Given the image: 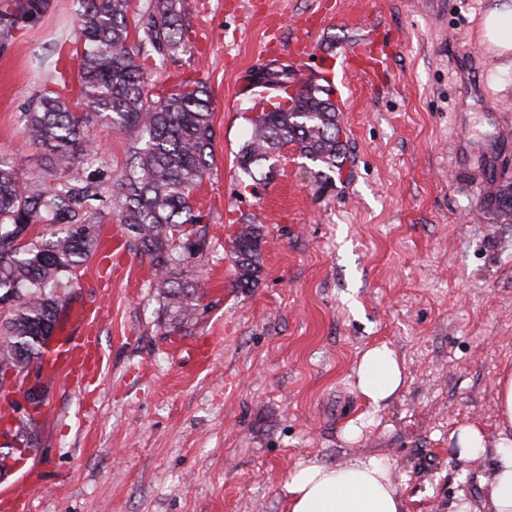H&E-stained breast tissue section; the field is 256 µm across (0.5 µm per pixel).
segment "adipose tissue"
<instances>
[{
  "mask_svg": "<svg viewBox=\"0 0 512 512\" xmlns=\"http://www.w3.org/2000/svg\"><path fill=\"white\" fill-rule=\"evenodd\" d=\"M482 45L504 55L512 51V6L495 5L481 18ZM405 383V368L387 346L364 352L356 370V386L366 402L386 405ZM498 432L488 438L474 423L458 426L449 436L461 459L488 462L482 480L486 512H512V377L498 380L495 398ZM287 512H406V502L390 466L374 457L343 464L311 459L299 462L283 485Z\"/></svg>",
  "mask_w": 512,
  "mask_h": 512,
  "instance_id": "obj_1",
  "label": "adipose tissue"
}]
</instances>
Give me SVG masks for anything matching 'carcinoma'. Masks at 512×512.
Segmentation results:
<instances>
[{
	"label": "carcinoma",
	"mask_w": 512,
	"mask_h": 512,
	"mask_svg": "<svg viewBox=\"0 0 512 512\" xmlns=\"http://www.w3.org/2000/svg\"><path fill=\"white\" fill-rule=\"evenodd\" d=\"M73 49L53 63L50 80L34 107L24 114V128L36 145L63 160L97 154L90 148L91 129L106 125L132 139L122 172L99 179L60 177L51 185L18 175L0 151V302L11 312L0 321V386L9 370L37 364L54 334L62 292L75 271L100 244L103 216L92 206L100 198L123 225L129 248L150 258L165 307L173 322L165 332L196 319V286L178 277L185 257L206 246L197 228L204 216L195 209L194 190L214 166L212 109L208 87L193 77L151 79L156 53L162 60L192 49L183 22L184 0H149L138 20V41L127 23L130 0H78ZM50 0H0V40L36 22ZM270 83L256 91L248 139L238 164L252 181L267 178L279 149L293 144L303 156L330 172L345 159L342 127L330 85L297 84L296 72L276 66ZM485 204L495 224H512V182L495 186ZM35 224H54L47 237H29ZM263 226L240 222L232 241L236 282L247 288L259 277ZM25 407L13 417L19 447L36 440L34 413L43 399L24 396Z\"/></svg>",
	"instance_id": "cac0c4a2"
}]
</instances>
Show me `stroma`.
I'll list each match as a JSON object with an SVG mask.
<instances>
[{
    "mask_svg": "<svg viewBox=\"0 0 512 512\" xmlns=\"http://www.w3.org/2000/svg\"><path fill=\"white\" fill-rule=\"evenodd\" d=\"M496 0H185L194 51L158 65L201 78L212 102L215 165L193 203L207 247L184 263L196 320L162 335L148 257L103 220L102 247L77 270L59 329L100 308L102 363L82 388L36 373L45 391L25 466L45 470L36 512H285L299 460L388 462L407 512H483V465L448 441L464 423L498 427L495 381L512 373V224L483 212L492 178L512 182V54L479 48ZM76 0L0 46V150L21 178L84 177L31 144L23 114L70 32ZM376 26L383 73L350 74L336 101L346 161L322 177L294 146L249 190L237 165L248 137L246 77L290 62L303 32L337 55ZM264 228L261 274L236 285L231 239ZM204 342L208 359L178 353ZM386 345L406 382L381 408L355 387L357 363ZM356 442L342 439L348 422Z\"/></svg>",
    "mask_w": 512,
    "mask_h": 512,
    "instance_id": "stroma-1",
    "label": "stroma"
}]
</instances>
